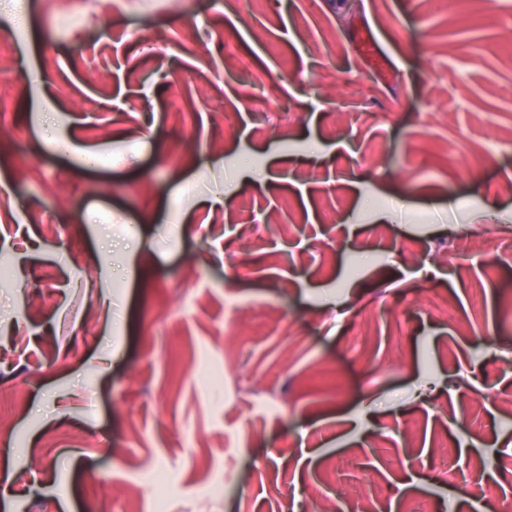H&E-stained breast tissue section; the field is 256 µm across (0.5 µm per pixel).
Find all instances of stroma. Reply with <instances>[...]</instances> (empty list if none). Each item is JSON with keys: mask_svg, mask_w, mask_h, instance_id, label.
Segmentation results:
<instances>
[{"mask_svg": "<svg viewBox=\"0 0 512 512\" xmlns=\"http://www.w3.org/2000/svg\"><path fill=\"white\" fill-rule=\"evenodd\" d=\"M25 5L20 31L0 0V512H504L512 0Z\"/></svg>", "mask_w": 512, "mask_h": 512, "instance_id": "1", "label": "stroma"}]
</instances>
